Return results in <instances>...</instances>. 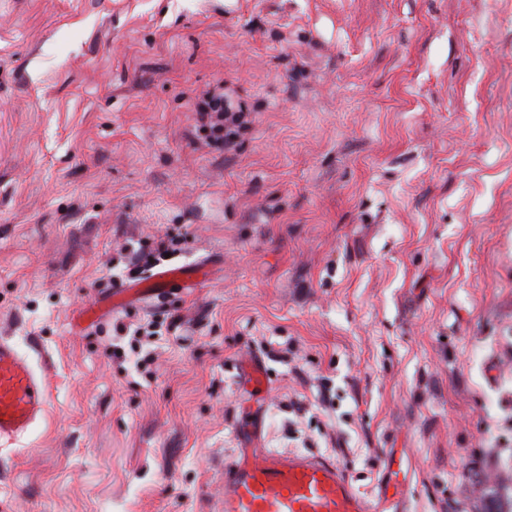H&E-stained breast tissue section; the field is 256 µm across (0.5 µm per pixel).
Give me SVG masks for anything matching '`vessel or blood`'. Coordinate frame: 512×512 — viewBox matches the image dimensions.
<instances>
[{
    "mask_svg": "<svg viewBox=\"0 0 512 512\" xmlns=\"http://www.w3.org/2000/svg\"><path fill=\"white\" fill-rule=\"evenodd\" d=\"M199 266H177L139 281L146 297L199 285ZM48 404L44 377L0 338V439L24 435ZM222 512H409L402 493L370 499L331 461L255 448L250 459L224 467Z\"/></svg>",
    "mask_w": 512,
    "mask_h": 512,
    "instance_id": "b4317fda",
    "label": "vessel or blood"
}]
</instances>
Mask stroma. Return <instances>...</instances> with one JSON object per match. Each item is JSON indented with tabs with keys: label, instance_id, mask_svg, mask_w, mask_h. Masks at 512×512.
I'll use <instances>...</instances> for the list:
<instances>
[{
	"label": "stroma",
	"instance_id": "obj_1",
	"mask_svg": "<svg viewBox=\"0 0 512 512\" xmlns=\"http://www.w3.org/2000/svg\"><path fill=\"white\" fill-rule=\"evenodd\" d=\"M0 336L49 387L0 512H218L256 443L512 495V0H0ZM197 102L198 112L210 115L215 118L213 129L216 133L222 135L217 136V140L224 142V148H230L234 143L235 129L241 128L245 123V112L239 110L232 112L234 106L231 101L225 98L224 92L207 91L202 93ZM224 131V134H223ZM205 265L177 266L159 271L125 288H142L141 294L153 297L179 288H195L200 284L199 272Z\"/></svg>",
	"mask_w": 512,
	"mask_h": 512
}]
</instances>
